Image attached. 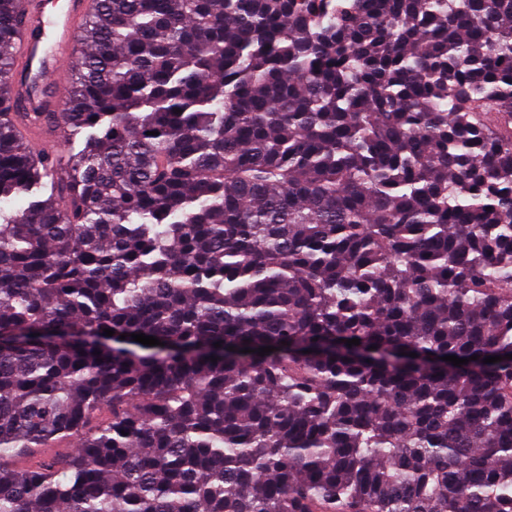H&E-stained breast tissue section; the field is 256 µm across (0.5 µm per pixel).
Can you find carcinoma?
Here are the masks:
<instances>
[{
	"label": "carcinoma",
	"mask_w": 512,
	"mask_h": 512,
	"mask_svg": "<svg viewBox=\"0 0 512 512\" xmlns=\"http://www.w3.org/2000/svg\"><path fill=\"white\" fill-rule=\"evenodd\" d=\"M80 40L64 111L0 114V512H512V0H92Z\"/></svg>",
	"instance_id": "1"
}]
</instances>
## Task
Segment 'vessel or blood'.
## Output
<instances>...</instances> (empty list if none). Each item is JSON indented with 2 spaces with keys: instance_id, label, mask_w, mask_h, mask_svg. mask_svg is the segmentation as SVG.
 Wrapping results in <instances>:
<instances>
[{
  "instance_id": "vessel-or-blood-1",
  "label": "vessel or blood",
  "mask_w": 512,
  "mask_h": 512,
  "mask_svg": "<svg viewBox=\"0 0 512 512\" xmlns=\"http://www.w3.org/2000/svg\"><path fill=\"white\" fill-rule=\"evenodd\" d=\"M91 0H65L50 10L48 0H27L18 41L17 66L22 82L6 110L32 112L53 109L55 100L65 97L68 70L77 47V33L90 12ZM58 80L56 98L44 95L47 78Z\"/></svg>"
}]
</instances>
